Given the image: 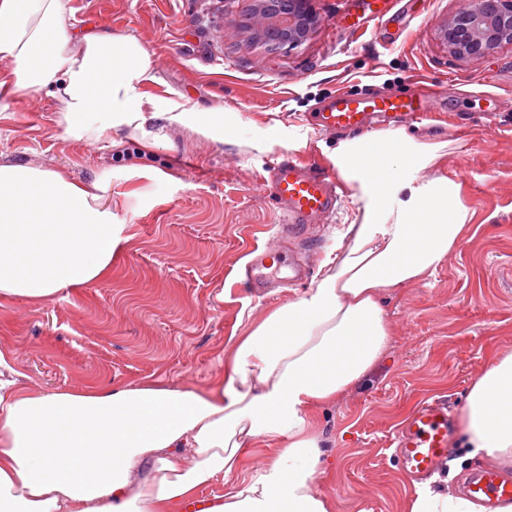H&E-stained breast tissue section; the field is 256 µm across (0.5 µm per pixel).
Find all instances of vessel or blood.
Wrapping results in <instances>:
<instances>
[{"mask_svg":"<svg viewBox=\"0 0 512 512\" xmlns=\"http://www.w3.org/2000/svg\"><path fill=\"white\" fill-rule=\"evenodd\" d=\"M394 113L413 124L430 117L422 99L342 92L318 113L317 119L322 128L339 134L363 133L372 121L387 120ZM262 185L266 196L283 206L280 229L286 237L300 235L312 220L332 214L343 188L334 173L304 164L288 153L268 166ZM267 266V254L256 253L245 273V287L261 289L272 285L275 276ZM455 430L456 421L447 403L435 400L423 404L393 439L404 472L427 476L437 471L448 460ZM462 491L483 503L488 512H496L500 505L512 502V478L497 469L484 468L469 477Z\"/></svg>","mask_w":512,"mask_h":512,"instance_id":"1","label":"vessel or blood"}]
</instances>
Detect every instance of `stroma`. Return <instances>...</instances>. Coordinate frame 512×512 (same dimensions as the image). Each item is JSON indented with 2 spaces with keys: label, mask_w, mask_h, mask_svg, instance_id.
Listing matches in <instances>:
<instances>
[{
  "label": "stroma",
  "mask_w": 512,
  "mask_h": 512,
  "mask_svg": "<svg viewBox=\"0 0 512 512\" xmlns=\"http://www.w3.org/2000/svg\"><path fill=\"white\" fill-rule=\"evenodd\" d=\"M77 29L135 37L151 55L148 87L158 110L188 100L236 112L224 142L188 126L155 124V146L122 133L90 143L66 136L43 91L0 97V156L66 169L72 179L111 177L112 221L130 239L99 281L34 304L0 300V355L32 390L144 381L209 388L224 371L231 337L300 298L304 285L258 297L238 269L253 249L281 251V211L262 187L264 161L296 137L294 154L329 166L340 136L314 124L337 92L426 94L432 113L413 135L449 142L425 178L464 182L473 221L459 248L427 281L384 302L393 328L363 381L315 412L331 467L317 491L334 512H409L415 485L390 446L394 430L422 403L447 397L462 410L490 354L512 353V46L479 59L451 56L439 37L459 0H314L317 25L299 45L269 48L255 34V0H61ZM276 139L260 150V136ZM358 215L344 196L319 221L317 258L346 246ZM456 432L439 471L459 493L475 470Z\"/></svg>",
  "instance_id": "stroma-1"
}]
</instances>
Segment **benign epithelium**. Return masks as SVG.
<instances>
[{
	"mask_svg": "<svg viewBox=\"0 0 512 512\" xmlns=\"http://www.w3.org/2000/svg\"><path fill=\"white\" fill-rule=\"evenodd\" d=\"M312 0H288V14L273 23L288 29L281 43L304 40L316 24ZM442 38L448 51L462 59L484 57L504 44L512 45V0H462L447 20Z\"/></svg>",
	"mask_w": 512,
	"mask_h": 512,
	"instance_id": "7a95c632",
	"label": "benign epithelium"
}]
</instances>
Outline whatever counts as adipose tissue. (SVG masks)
Returning a JSON list of instances; mask_svg holds the SVG:
<instances>
[{
  "instance_id": "obj_1",
  "label": "adipose tissue",
  "mask_w": 512,
  "mask_h": 512,
  "mask_svg": "<svg viewBox=\"0 0 512 512\" xmlns=\"http://www.w3.org/2000/svg\"><path fill=\"white\" fill-rule=\"evenodd\" d=\"M0 96L46 90L66 134L150 138L155 122L228 136L235 112L191 102L155 109L153 62L138 40L78 30L61 0H0ZM102 114L103 126L90 122ZM443 143L404 129L338 141L328 156L357 201L346 249L326 254L314 288L271 309L232 340L206 391L146 382L32 391L0 380V512H332L316 492L324 439L314 411L352 390L386 350L382 303L431 276L473 213L460 181L422 178ZM110 181L69 180L40 164L0 160V299L31 302L94 283L112 267L126 227L112 221ZM462 424L473 457L512 461V354L472 383ZM275 451L242 480L251 448ZM228 481L224 495L203 488ZM409 512H484L465 497L419 489Z\"/></svg>"
}]
</instances>
